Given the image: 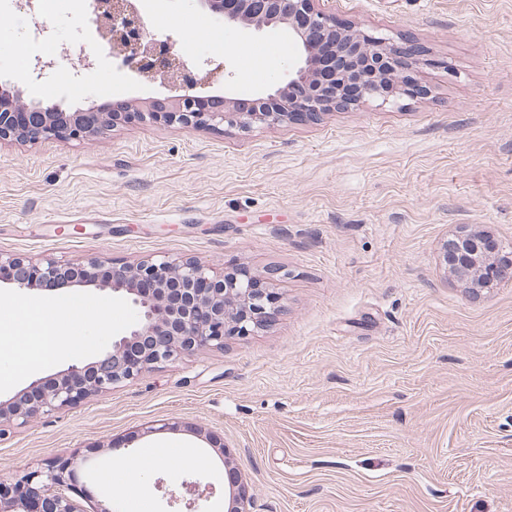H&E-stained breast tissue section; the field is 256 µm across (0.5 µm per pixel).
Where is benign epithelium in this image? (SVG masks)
Returning a JSON list of instances; mask_svg holds the SVG:
<instances>
[{"label": "benign epithelium", "instance_id": "obj_1", "mask_svg": "<svg viewBox=\"0 0 512 512\" xmlns=\"http://www.w3.org/2000/svg\"><path fill=\"white\" fill-rule=\"evenodd\" d=\"M324 0H200L224 17V24L254 31L288 32L298 47L299 61L288 82L264 96L243 101L224 93L201 96L203 84L194 62L174 53L167 38L147 31L136 0H89L92 22L106 40L117 67L139 77L158 80L182 94L154 98L142 109L129 102L67 112L45 111L40 102H26L20 91L0 90V142L23 137L80 141L107 124L132 120L193 128H237L275 125L293 117L317 121L326 112H348L361 103H386L402 95L418 97L425 89L416 82V66L426 62L423 47L407 36H375L355 27L340 31L336 15ZM337 41L332 60L337 81L317 75L323 42ZM491 241L477 243L475 234L460 229L444 246L447 269L473 292L501 282L512 284V254L489 259ZM277 270L263 274L240 266L217 270L196 257L145 258L135 263L106 262L96 257L82 262L54 258L32 260L0 253V283L16 291L92 287L111 290L139 308L128 332L100 350L92 360L76 361L50 383H31L0 400V440L8 428L23 426L44 415L73 408L89 397L137 378L156 364L175 363L202 349L224 348L229 336H250L276 315ZM88 457L69 456L48 461L14 483L0 482V512H79L75 494L86 493ZM229 494L225 512H250L251 495L240 471L228 469ZM214 493L201 480L184 481L169 490L185 512H199Z\"/></svg>", "mask_w": 512, "mask_h": 512}]
</instances>
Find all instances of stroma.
<instances>
[{
  "instance_id": "stroma-1",
  "label": "stroma",
  "mask_w": 512,
  "mask_h": 512,
  "mask_svg": "<svg viewBox=\"0 0 512 512\" xmlns=\"http://www.w3.org/2000/svg\"><path fill=\"white\" fill-rule=\"evenodd\" d=\"M150 33L198 67L224 63L202 93L248 99L287 80L296 48L225 27L196 0H139ZM340 23L427 49L418 98L362 104L274 127L183 128L133 121L83 141L0 143V252L77 262L198 257L216 268L277 269L280 312L251 336L158 364L112 392L13 429L0 481L72 454L111 471L112 444L134 460L188 448L211 467L162 465L80 498L129 485L150 512L204 477L206 512H224L225 462L245 476L251 512H512V284L471 295L442 246L466 226L512 245V0H328ZM206 23L196 32L197 20ZM34 33L27 10L0 17V79L25 101L67 110L173 95L133 80L104 51L88 14L44 34L56 64L85 48L95 65L76 90L23 81ZM49 299L63 358L0 387V399L92 360L133 323L111 291L0 287ZM159 432H149V425Z\"/></svg>"
}]
</instances>
